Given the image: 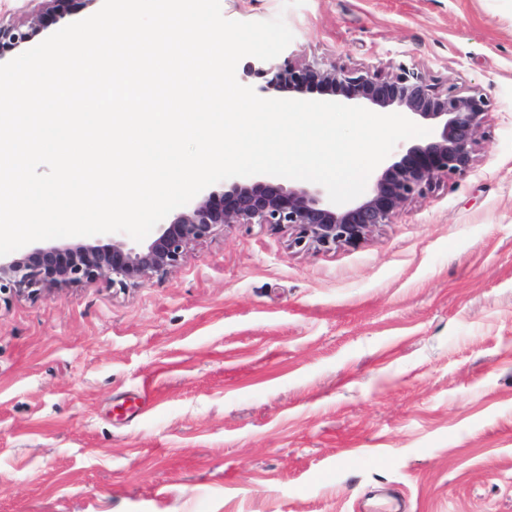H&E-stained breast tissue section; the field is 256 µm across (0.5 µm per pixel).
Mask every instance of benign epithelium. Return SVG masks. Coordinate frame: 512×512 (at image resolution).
<instances>
[{
  "mask_svg": "<svg viewBox=\"0 0 512 512\" xmlns=\"http://www.w3.org/2000/svg\"><path fill=\"white\" fill-rule=\"evenodd\" d=\"M74 0H26L29 29L0 23V46L18 47L29 31L42 26L45 17H62ZM248 70L265 79L261 91L271 98L288 86L299 88L314 81L328 95L346 100H366L385 112L396 106L413 117L435 123L433 136L411 145L398 160L386 166L365 194L345 206L333 204L317 187L268 186L262 181L235 179L219 197L198 203L169 225L159 228L144 248L114 245L48 247L25 258L0 256V293H37L44 288L91 283L102 275L112 285L125 288L163 275L178 266L194 243L229 224H260L286 229L291 245L332 249L355 245L375 229L392 223L408 201L437 188L470 169L490 107L484 90L462 91L456 86L429 83L406 66L381 76L346 64H297L290 57L270 61L257 58Z\"/></svg>",
  "mask_w": 512,
  "mask_h": 512,
  "instance_id": "obj_1",
  "label": "benign epithelium"
}]
</instances>
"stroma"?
I'll list each match as a JSON object with an SVG mask.
<instances>
[{
  "instance_id": "stroma-1",
  "label": "stroma",
  "mask_w": 512,
  "mask_h": 512,
  "mask_svg": "<svg viewBox=\"0 0 512 512\" xmlns=\"http://www.w3.org/2000/svg\"><path fill=\"white\" fill-rule=\"evenodd\" d=\"M287 54L490 108L355 246L230 224L167 274L0 294V512H512V0H220Z\"/></svg>"
}]
</instances>
